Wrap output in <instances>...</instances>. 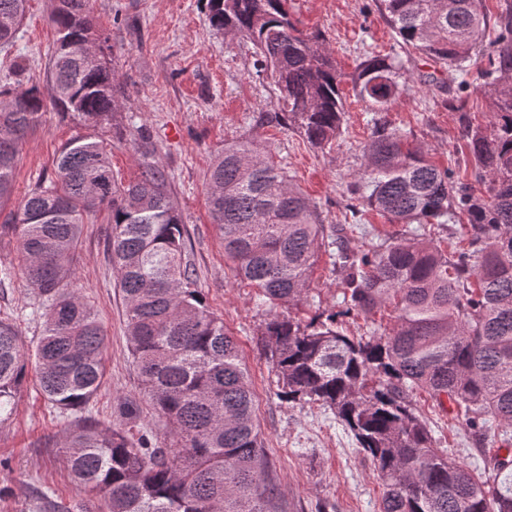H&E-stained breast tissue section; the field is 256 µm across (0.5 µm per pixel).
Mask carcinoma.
I'll return each mask as SVG.
<instances>
[{
	"instance_id": "1",
	"label": "carcinoma",
	"mask_w": 512,
	"mask_h": 512,
	"mask_svg": "<svg viewBox=\"0 0 512 512\" xmlns=\"http://www.w3.org/2000/svg\"><path fill=\"white\" fill-rule=\"evenodd\" d=\"M402 43L439 66H453L461 85L486 33L481 93L491 104L485 125L463 124L480 188L431 164L384 120L399 95L402 63L369 56L353 78L373 112V132L350 193L363 207L404 230L375 237L371 224H322L317 206L287 168L251 138L224 144L207 174L210 214L236 276L266 307L263 350L277 396L317 403L352 434L383 486L382 512H512V457L481 470L434 445L411 404L423 391L440 408H464L480 439L489 421L512 443V4L495 15L483 0H378ZM211 26L249 40L256 73L279 91L273 121L297 130L313 147L339 135L345 107L342 74L319 37L292 22L288 0H207ZM28 0H0V50L13 47ZM56 49L46 67L52 108L97 125L120 107L108 59L86 60L96 34L89 0H58L51 16ZM0 85V207L14 203L0 236L17 240L16 262L38 299L42 319L32 348L0 318V422L34 359L47 400L69 419L63 449L70 471L108 512H288L257 421L249 373L224 320L193 287L181 217L157 147L143 129L133 148L140 174L128 183L112 171V150L91 135L61 148L53 175L13 201L19 145L45 108L38 87ZM104 215L116 287L125 304L129 352L152 406L171 425L158 448L149 431L102 425L89 406L104 377L107 336L73 287L84 224ZM464 225L469 248L445 252L416 225ZM341 276L343 314L369 317L394 308L390 327L349 336L338 314L306 323L290 309L307 297L320 252Z\"/></svg>"
}]
</instances>
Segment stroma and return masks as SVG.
Masks as SVG:
<instances>
[{"instance_id": "stroma-1", "label": "stroma", "mask_w": 512, "mask_h": 512, "mask_svg": "<svg viewBox=\"0 0 512 512\" xmlns=\"http://www.w3.org/2000/svg\"><path fill=\"white\" fill-rule=\"evenodd\" d=\"M56 0H30L19 39L0 52V77L21 68L19 88L45 85V67L56 44L49 16ZM98 32L114 47L112 71L124 108L97 127L73 122L54 110L24 138L14 172L16 197H23L54 172L62 146L75 135H92L112 146V169L122 181L139 174L132 148L137 128L156 143V159L170 176L173 203L186 229L188 255L210 310L234 336L255 394L264 446L276 468V479L288 512H382L383 488L355 440L330 411L317 404L279 399L270 364L258 342L269 319L257 306L255 290L235 276L224 255L219 232L208 211L205 176L226 141L249 135L286 166L302 191L317 203L324 223L375 225L380 235L395 232L375 212L355 218L348 189L363 163L373 127L371 112L351 81L369 56L394 55L404 70L399 97L386 118L408 146L423 148L428 160L463 182H473L474 168L461 137V115L486 123L489 103L480 92V65H472L466 89L451 68L433 63L400 37L381 16L377 0H288L298 29L320 35L343 73L340 85L346 117L340 135L329 146H310L296 130L259 125L261 113L277 109L271 78L256 76L253 46L231 39L210 25L206 0H90ZM437 73L450 90L448 101L434 97L421 76ZM109 225H86L79 248L74 285L92 306L108 338L105 378L93 401L100 422L126 427L120 414L124 400L137 401L139 423L151 428L157 447L169 446L167 424L148 401L127 348L124 308L115 287L107 250ZM342 287L327 254H320L307 298L297 313L307 319L341 302ZM34 294L22 276L0 288V316H11L25 341L35 340L39 321L29 316ZM17 410L0 424V512H40L35 487L55 489L58 512H85V493L73 482L60 451L65 420L42 396L35 371H28L16 394ZM413 402L425 417L436 448L467 465L492 457L499 434L469 438L463 410L441 409L423 392Z\"/></svg>"}]
</instances>
